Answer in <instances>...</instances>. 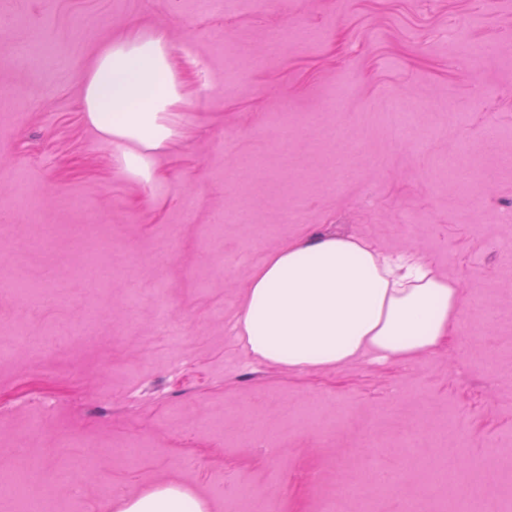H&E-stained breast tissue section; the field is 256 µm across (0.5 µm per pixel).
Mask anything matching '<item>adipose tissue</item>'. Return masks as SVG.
Returning <instances> with one entry per match:
<instances>
[{
  "label": "adipose tissue",
  "mask_w": 512,
  "mask_h": 512,
  "mask_svg": "<svg viewBox=\"0 0 512 512\" xmlns=\"http://www.w3.org/2000/svg\"><path fill=\"white\" fill-rule=\"evenodd\" d=\"M183 92L163 35L103 45L83 79L82 119L121 143L118 170L139 181L181 135L170 113ZM457 283L418 251H379L359 236L319 232L271 252L254 270L234 323L252 356L304 372L364 355L409 362L435 352L460 327ZM118 512H208L174 484L122 500Z\"/></svg>",
  "instance_id": "adipose-tissue-1"
}]
</instances>
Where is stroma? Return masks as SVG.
I'll list each match as a JSON object with an SVG mask.
<instances>
[{"label": "stroma", "mask_w": 512, "mask_h": 512, "mask_svg": "<svg viewBox=\"0 0 512 512\" xmlns=\"http://www.w3.org/2000/svg\"><path fill=\"white\" fill-rule=\"evenodd\" d=\"M159 32L184 136L147 183L83 122L82 78ZM33 224L60 234L28 245ZM73 225L112 241L93 271ZM332 230L456 279L461 330L407 365L254 359L233 330L254 268ZM1 350L0 472L38 459L55 512L164 483L212 512H253L245 485L276 512H400L377 487L408 454L417 512L464 484L512 512V0H0Z\"/></svg>", "instance_id": "stroma-1"}]
</instances>
